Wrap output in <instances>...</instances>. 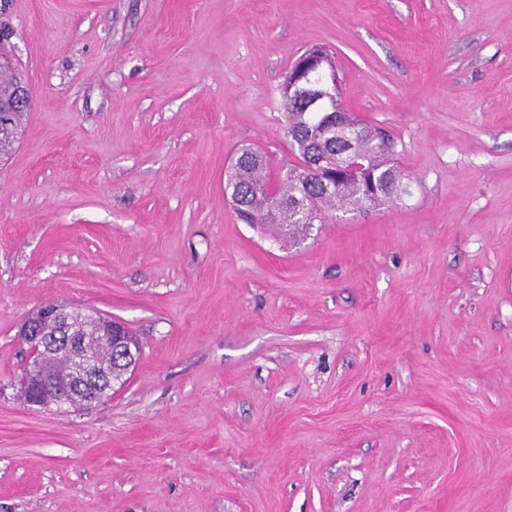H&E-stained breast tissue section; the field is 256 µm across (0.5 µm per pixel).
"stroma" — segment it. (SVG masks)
Masks as SVG:
<instances>
[{"instance_id": "35a3bbf8", "label": "stroma", "mask_w": 512, "mask_h": 512, "mask_svg": "<svg viewBox=\"0 0 512 512\" xmlns=\"http://www.w3.org/2000/svg\"><path fill=\"white\" fill-rule=\"evenodd\" d=\"M31 105L0 163V512H512V0H0ZM334 52L408 195L292 243L238 149ZM142 353L90 408L10 383L46 302Z\"/></svg>"}]
</instances>
